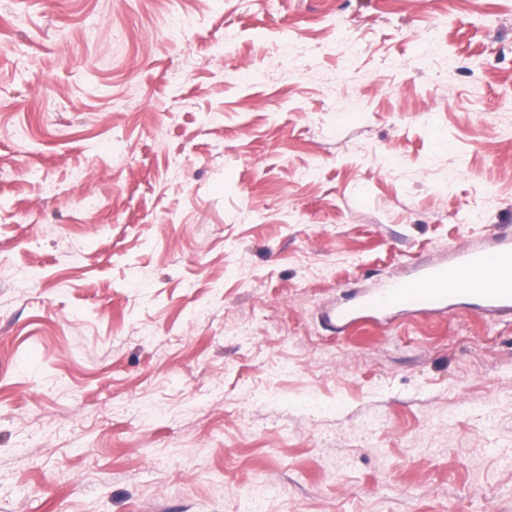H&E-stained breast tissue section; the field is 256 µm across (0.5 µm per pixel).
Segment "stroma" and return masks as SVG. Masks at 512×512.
<instances>
[{
  "label": "stroma",
  "instance_id": "obj_1",
  "mask_svg": "<svg viewBox=\"0 0 512 512\" xmlns=\"http://www.w3.org/2000/svg\"><path fill=\"white\" fill-rule=\"evenodd\" d=\"M501 232L512 0H0V512H512ZM466 299L477 301L475 311L512 313L511 238L459 248L448 262L423 265L362 293L327 321L336 328L387 313L437 315L466 309Z\"/></svg>",
  "mask_w": 512,
  "mask_h": 512
}]
</instances>
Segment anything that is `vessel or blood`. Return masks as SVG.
<instances>
[{
    "label": "vessel or blood",
    "mask_w": 512,
    "mask_h": 512,
    "mask_svg": "<svg viewBox=\"0 0 512 512\" xmlns=\"http://www.w3.org/2000/svg\"><path fill=\"white\" fill-rule=\"evenodd\" d=\"M472 299L480 311L512 313V239L470 244L445 262L426 264L359 295L328 322L340 327L366 317L407 312L437 315Z\"/></svg>",
    "instance_id": "b4317fda"
}]
</instances>
